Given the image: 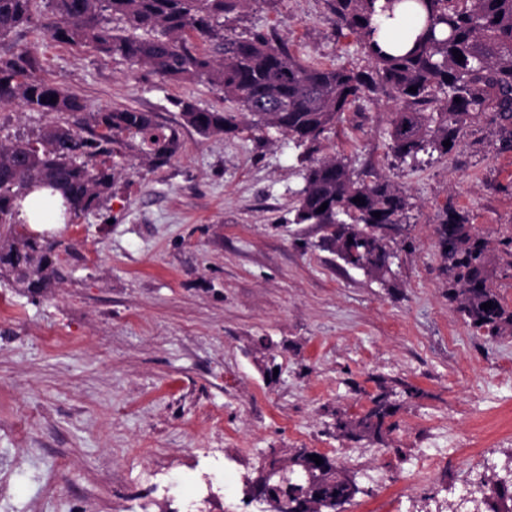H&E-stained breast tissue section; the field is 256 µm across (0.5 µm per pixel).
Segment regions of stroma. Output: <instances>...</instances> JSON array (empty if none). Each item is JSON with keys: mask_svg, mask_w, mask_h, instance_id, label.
Instances as JSON below:
<instances>
[{"mask_svg": "<svg viewBox=\"0 0 512 512\" xmlns=\"http://www.w3.org/2000/svg\"><path fill=\"white\" fill-rule=\"evenodd\" d=\"M224 28L371 68L324 0H250ZM9 41L35 44L41 77L91 108L179 126L182 148L159 168L109 158L111 198L45 234L62 274L45 295L0 277V512H266L244 489L272 448L335 459L361 489L344 512H475L484 480L512 469V336L474 334L449 302L434 224L449 202L485 238L512 224V150L489 118L418 165L389 148L383 87L307 153L273 128L205 138L172 105L227 109L205 83L27 30ZM46 122L0 106V143ZM305 153L408 195L388 282L295 223ZM383 389L397 430L380 444L340 436L337 419Z\"/></svg>", "mask_w": 512, "mask_h": 512, "instance_id": "stroma-1", "label": "stroma"}]
</instances>
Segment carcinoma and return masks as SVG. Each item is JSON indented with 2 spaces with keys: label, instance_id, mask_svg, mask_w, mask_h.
I'll return each mask as SVG.
<instances>
[{
  "label": "carcinoma",
  "instance_id": "carcinoma-1",
  "mask_svg": "<svg viewBox=\"0 0 512 512\" xmlns=\"http://www.w3.org/2000/svg\"><path fill=\"white\" fill-rule=\"evenodd\" d=\"M249 2L0 0V40L19 29L39 30L61 43L144 64L167 80L205 82L236 108L219 111L175 100L184 124L202 136L233 133L249 117L255 128H280L297 146L310 149L345 112L383 86L397 102L388 136L402 162L415 164L421 154L447 155L459 142L464 120L482 115L499 124L502 148L512 149V0H414L423 11V27L411 46L395 55L382 50L375 37L406 0H325L335 30L355 35L370 58L369 71L304 63L273 34H224V14ZM455 49L463 60L453 55ZM39 69L31 46L0 51V105L16 103L50 118L37 134L0 145V275L14 276L33 295L52 287L60 271L53 245L16 221L18 200L36 187L58 191L62 216L70 220L112 196V167L101 158L141 154L159 167L182 147L178 129H158L151 113L90 112L78 96L36 76ZM303 179L295 223L322 226L326 235L320 247L386 281L397 258L390 243L409 209L404 191L386 181H368L338 158L308 166ZM356 197L364 203L353 202ZM497 244L494 248L473 232L453 205L439 213L435 247L448 300L474 332L490 337L512 331V310L493 285L491 261L498 250L512 269L511 226ZM487 302L492 308H481ZM371 403L357 419L336 421L341 436L380 440L392 430L386 418L395 406L387 395ZM322 460L313 487L293 478L281 485V492L296 501V512H320L317 503L336 512L361 493L333 460ZM485 504L486 512H512V484L492 482Z\"/></svg>",
  "mask_w": 512,
  "mask_h": 512
}]
</instances>
